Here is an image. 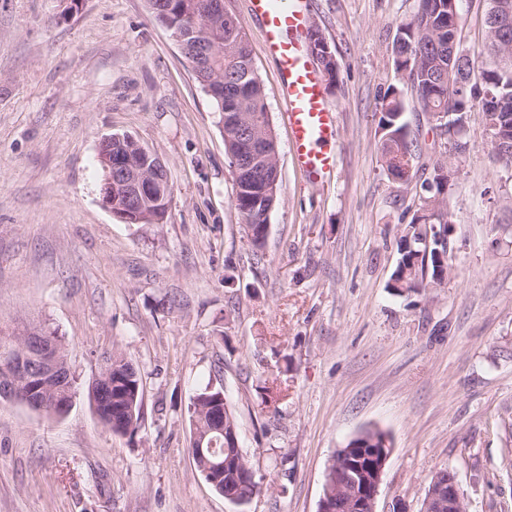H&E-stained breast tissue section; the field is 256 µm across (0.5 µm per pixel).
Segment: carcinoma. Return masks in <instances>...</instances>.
Listing matches in <instances>:
<instances>
[{"label": "carcinoma", "instance_id": "carcinoma-1", "mask_svg": "<svg viewBox=\"0 0 512 512\" xmlns=\"http://www.w3.org/2000/svg\"><path fill=\"white\" fill-rule=\"evenodd\" d=\"M156 20L168 29L184 30L202 25L206 19L209 0H166L168 10L159 5L161 0H148ZM443 0H418L412 18L400 24L397 32L403 33L404 42L395 48L398 68H409L410 90L417 95L419 111L433 121V129L448 137L453 149L462 153L466 143L462 135L451 131V120L462 122L465 115L478 112L487 133L495 158L504 167H512V27L506 33L485 26V38L493 59L475 68L462 49L456 69H446L448 40L454 33L439 22L436 5ZM210 20L213 40L217 43L219 58L213 69L194 71L197 81L206 89L213 90L211 98L216 104L223 122L224 143L230 157L239 152V144L245 133L261 138L269 126L264 88L253 67L246 33L240 20L228 12ZM493 93L492 111L484 109L482 102L487 92ZM404 103L401 93L389 89L382 98L380 128L383 132L381 153L388 173L394 178L407 181L417 177L410 166L412 141L407 125L403 122ZM122 154L139 158V142L124 141L103 143L99 147V164L104 159ZM275 163L253 170L246 181L235 178L234 203L245 226L251 228L252 242L263 245L262 225L267 211L275 206L277 194L271 192L270 182ZM456 170L447 162H439L424 180L427 195L421 200L419 211L432 216L431 226L418 223L413 216L404 228L399 245L400 259L392 278V288L400 294L418 293L427 288H437L452 272L453 249L450 239L443 236V225L450 223L448 187ZM43 333L53 344L58 359L68 362V354L62 339L46 328L25 326L10 334L0 332V366L16 353L25 336ZM112 366L110 379L112 401L101 407L99 420L106 425L117 416L125 434L134 433L142 417L143 382L139 369L122 353L114 352L105 357ZM219 390L207 388L193 398L192 408L196 429L216 439L217 447H224V435L219 427L228 430L237 427L229 406L215 420L209 406ZM230 462L224 466V498L234 503L247 502L259 493L260 484H247L239 478V467L249 464L247 457L224 454Z\"/></svg>", "mask_w": 512, "mask_h": 512}]
</instances>
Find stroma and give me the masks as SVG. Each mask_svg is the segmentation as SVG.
<instances>
[{"label":"stroma","mask_w":512,"mask_h":512,"mask_svg":"<svg viewBox=\"0 0 512 512\" xmlns=\"http://www.w3.org/2000/svg\"><path fill=\"white\" fill-rule=\"evenodd\" d=\"M416 0H307L339 64L325 94L336 168L295 164L280 71L248 0L243 24L278 146L280 188L254 248L234 205L220 115L148 0H0V329L62 336L80 386L117 350L138 366L135 433L77 394L61 417L0 401V512H317L328 460L360 431L391 440L376 512H420L452 469L468 512H512V169L479 113L452 152L396 64ZM487 0H457L483 61ZM403 93L420 174L448 161L455 272L400 296L402 231L423 195L383 162L387 90ZM128 134L166 161L165 223L100 202V141ZM224 390L262 489L236 506L188 452L191 399Z\"/></svg>","instance_id":"35a3bbf8"}]
</instances>
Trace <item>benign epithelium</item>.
<instances>
[{
    "label": "benign epithelium",
    "instance_id": "obj_1",
    "mask_svg": "<svg viewBox=\"0 0 512 512\" xmlns=\"http://www.w3.org/2000/svg\"><path fill=\"white\" fill-rule=\"evenodd\" d=\"M193 39L179 32L174 34L183 53L192 52L197 59H208L209 50L205 41V33H192ZM276 147L274 135H269L252 143V151L248 163L253 164L258 158L266 157ZM165 163L151 150L140 147V159L134 164L118 157L105 169L101 203L112 210V198L123 199L128 207L113 214L127 223L139 221L138 203L152 200L164 203L172 195L170 180L162 177L166 171ZM27 355L20 357L12 369L4 371L0 376V398L13 400L16 397L19 382L27 383L24 404L34 410H42L46 404L44 388L52 384L59 389L52 402L53 408L60 414H66L71 408L74 395L68 381L71 368L59 363L52 344L39 333L27 338L25 343ZM204 440L197 439V454L200 457L210 454L215 462L204 470L208 482L221 488L218 473L224 470V462L220 461L223 453L215 448H204ZM357 450L347 460H336V501H321L318 512H336L341 508L344 512H375V501L378 495L382 476L390 456L389 440H384L380 448H368L361 443L356 444ZM464 493L453 472H448V492L438 490L428 493L422 512H465Z\"/></svg>",
    "mask_w": 512,
    "mask_h": 512
}]
</instances>
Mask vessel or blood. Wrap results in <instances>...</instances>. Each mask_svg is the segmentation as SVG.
Returning a JSON list of instances; mask_svg holds the SVG:
<instances>
[{"label":"vessel or blood","mask_w":512,"mask_h":512,"mask_svg":"<svg viewBox=\"0 0 512 512\" xmlns=\"http://www.w3.org/2000/svg\"><path fill=\"white\" fill-rule=\"evenodd\" d=\"M260 18L266 46L278 63L294 161L310 182L328 178L335 166L336 114L329 108L322 78L304 38L308 15L304 0H249Z\"/></svg>","instance_id":"vessel-or-blood-1"}]
</instances>
